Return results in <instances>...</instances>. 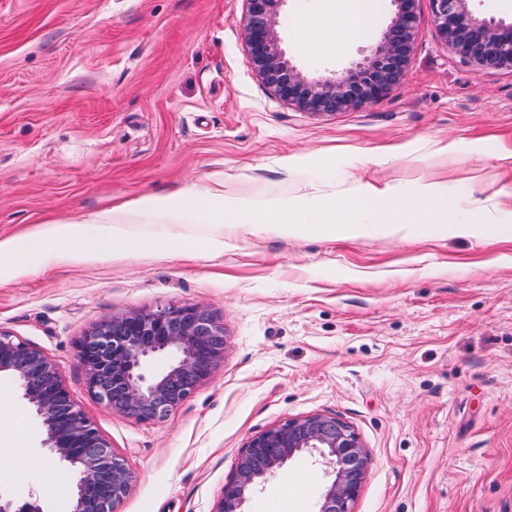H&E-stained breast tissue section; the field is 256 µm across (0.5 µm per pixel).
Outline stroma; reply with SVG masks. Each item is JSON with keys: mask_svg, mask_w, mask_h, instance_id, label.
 Wrapping results in <instances>:
<instances>
[{"mask_svg": "<svg viewBox=\"0 0 512 512\" xmlns=\"http://www.w3.org/2000/svg\"><path fill=\"white\" fill-rule=\"evenodd\" d=\"M316 0H285L277 31L311 76L343 54L300 51ZM403 76L377 102L311 115L256 71L245 0H0V238L149 194L223 184L244 207L350 197L366 183L448 205L512 184V70L443 47L430 0ZM454 143L451 155L438 153ZM163 253L74 265L53 252L0 279V330L42 350L133 482L121 512H214L241 448L293 418L336 415L367 451L353 512H512V241L422 224L224 227L137 214ZM209 310L224 359L164 421L100 405L76 357L95 324L165 304ZM0 411V495L66 512L71 469L52 460L12 378ZM325 467L304 455L250 512H316Z\"/></svg>", "mask_w": 512, "mask_h": 512, "instance_id": "35a3bbf8", "label": "stroma"}]
</instances>
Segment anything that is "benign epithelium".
<instances>
[{
	"label": "benign epithelium",
	"instance_id": "benign-epithelium-1",
	"mask_svg": "<svg viewBox=\"0 0 512 512\" xmlns=\"http://www.w3.org/2000/svg\"><path fill=\"white\" fill-rule=\"evenodd\" d=\"M247 45L273 93L311 115L355 108L388 94L408 63L418 25L415 0H391L393 16L369 54L348 71L308 77L286 57L276 26L286 0H245ZM442 44L477 69L512 70V22L479 18L469 0H431ZM224 327L206 309L169 304L104 320L77 345L90 395L141 422L162 421L206 383L224 358ZM13 378L39 419L44 447L70 465L67 512H118L132 473L72 400L43 351L0 330V376ZM318 454L330 481L318 512H352L368 466L353 427L333 415L289 419L254 436L214 512H249L253 494L293 456ZM0 512H45L40 499L0 495Z\"/></svg>",
	"mask_w": 512,
	"mask_h": 512
}]
</instances>
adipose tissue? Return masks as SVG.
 Masks as SVG:
<instances>
[{
	"label": "adipose tissue",
	"mask_w": 512,
	"mask_h": 512,
	"mask_svg": "<svg viewBox=\"0 0 512 512\" xmlns=\"http://www.w3.org/2000/svg\"><path fill=\"white\" fill-rule=\"evenodd\" d=\"M378 7V0H320L297 21L300 43L343 51L349 41L371 36Z\"/></svg>",
	"instance_id": "obj_1"
}]
</instances>
